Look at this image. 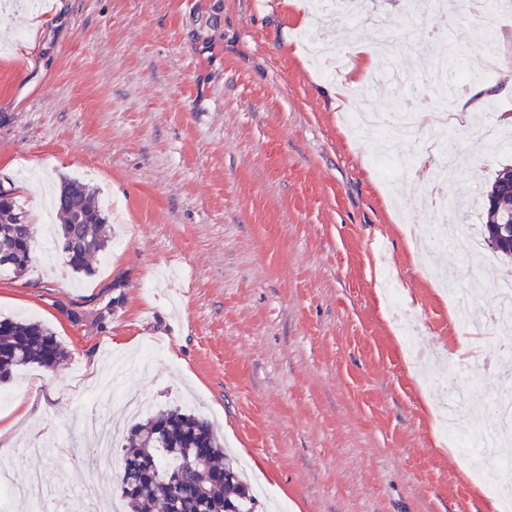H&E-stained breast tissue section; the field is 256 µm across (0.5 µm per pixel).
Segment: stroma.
Wrapping results in <instances>:
<instances>
[{
    "label": "stroma",
    "instance_id": "obj_1",
    "mask_svg": "<svg viewBox=\"0 0 512 512\" xmlns=\"http://www.w3.org/2000/svg\"><path fill=\"white\" fill-rule=\"evenodd\" d=\"M42 2L30 13L0 0V187L39 252L26 274L0 273V317L40 322L70 355L6 386L0 483L20 480L25 443H66L36 465L58 512H77L97 477L86 446L130 424L112 401L117 377L145 412L196 404L230 463L267 487L259 512H498L488 488L500 471L451 447L433 409L460 387L450 426L471 433L492 397L512 393V356L479 353L470 387L429 242L485 222L482 191L512 166V127L500 126L497 97L442 125L431 81L443 69L455 82L485 53L487 30L512 29V11L490 9L479 29L470 0L416 11L376 0L400 80L366 102L427 113L400 137L346 121L367 9L307 24V0ZM432 137L457 160L452 173L394 164ZM77 176L125 205L89 277L46 238L57 216L31 212ZM387 276L416 315L407 329L391 317ZM509 280L511 260L457 262L467 320L486 322Z\"/></svg>",
    "mask_w": 512,
    "mask_h": 512
}]
</instances>
